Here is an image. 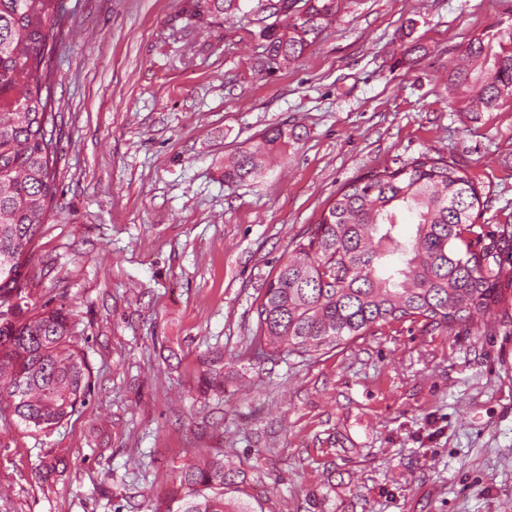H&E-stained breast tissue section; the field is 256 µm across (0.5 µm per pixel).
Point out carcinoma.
Instances as JSON below:
<instances>
[{
    "mask_svg": "<svg viewBox=\"0 0 512 512\" xmlns=\"http://www.w3.org/2000/svg\"><path fill=\"white\" fill-rule=\"evenodd\" d=\"M301 4L304 14L294 17ZM339 0H251L259 23L261 63L299 60L336 15ZM194 15L242 11L240 0H195ZM60 0H0V401L27 428L45 431L87 403L91 371L63 308L32 307L26 295L32 244L57 195L58 148L53 137V44L62 33ZM474 38L448 71V93L461 112H491L512 98V33L483 80L472 76L487 59ZM299 138L270 128L224 159V181L256 176L264 157ZM483 193L455 160L428 152L396 168L371 170L344 185L315 224L292 238L291 256L264 283L256 327L243 354L318 358L373 329L399 322L449 332L488 331L512 296V261L496 257L495 234L475 230ZM414 233H402L403 216ZM473 238L467 239L465 235ZM204 388L224 390V363H201ZM184 494L152 512H257L228 498L245 474L230 456L206 452L179 476Z\"/></svg>",
    "mask_w": 512,
    "mask_h": 512,
    "instance_id": "carcinoma-1",
    "label": "carcinoma"
}]
</instances>
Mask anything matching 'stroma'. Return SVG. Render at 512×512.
I'll use <instances>...</instances> for the list:
<instances>
[{
    "label": "stroma",
    "mask_w": 512,
    "mask_h": 512,
    "mask_svg": "<svg viewBox=\"0 0 512 512\" xmlns=\"http://www.w3.org/2000/svg\"><path fill=\"white\" fill-rule=\"evenodd\" d=\"M64 6L58 192L27 291L70 313L91 393L43 433L0 408V512H149L200 448L233 454L263 512H512V310L485 334L405 322L311 361L241 354L291 239L370 170L454 159L484 232L512 224V100L456 112L447 91L471 39L498 51L512 0H340L298 62L265 68L243 14ZM284 124L297 141L225 182V156ZM211 352L220 393L199 389Z\"/></svg>",
    "instance_id": "1"
}]
</instances>
